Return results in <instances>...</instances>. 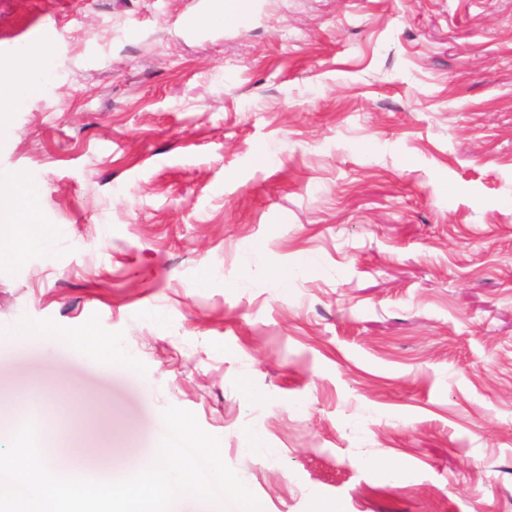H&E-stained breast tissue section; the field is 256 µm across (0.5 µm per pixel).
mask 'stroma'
Instances as JSON below:
<instances>
[{"label": "stroma", "instance_id": "stroma-1", "mask_svg": "<svg viewBox=\"0 0 512 512\" xmlns=\"http://www.w3.org/2000/svg\"><path fill=\"white\" fill-rule=\"evenodd\" d=\"M229 2L0 0V77L54 27L0 171L58 235L0 394L141 455L191 411L263 512H512V0Z\"/></svg>", "mask_w": 512, "mask_h": 512}]
</instances>
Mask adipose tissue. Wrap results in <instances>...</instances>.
Segmentation results:
<instances>
[{
  "instance_id": "1",
  "label": "adipose tissue",
  "mask_w": 512,
  "mask_h": 512,
  "mask_svg": "<svg viewBox=\"0 0 512 512\" xmlns=\"http://www.w3.org/2000/svg\"><path fill=\"white\" fill-rule=\"evenodd\" d=\"M39 57L42 67H49L53 50L41 43L22 50L15 62L16 77L0 79V139L12 128V113L25 99L44 93L41 82L26 75L30 57ZM40 187L37 179L22 173L0 174V243H9L8 257H16L32 244L51 248L54 234L39 226Z\"/></svg>"
}]
</instances>
